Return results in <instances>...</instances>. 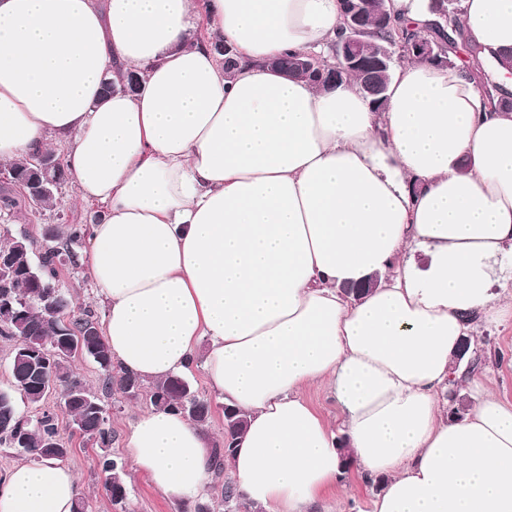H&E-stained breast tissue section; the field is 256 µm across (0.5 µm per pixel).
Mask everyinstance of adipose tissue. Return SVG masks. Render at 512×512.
<instances>
[{"label":"adipose tissue","instance_id":"1","mask_svg":"<svg viewBox=\"0 0 512 512\" xmlns=\"http://www.w3.org/2000/svg\"><path fill=\"white\" fill-rule=\"evenodd\" d=\"M462 20L512 49V0H463ZM340 27L338 0H0V163L65 144L81 200L105 209L84 263L114 362L147 381L202 363L248 416L227 462L247 506L313 512L348 451L384 479L372 512H512V404L455 357L512 319L493 290L512 257V112L443 64L396 68L380 112L354 83L269 67ZM213 38L236 48L232 73ZM120 71L139 93L104 94ZM457 378L458 419L439 399ZM125 446L169 499L206 494L211 440L183 414H140ZM1 481L0 512H73L79 494L59 460ZM304 397L329 420L332 421L336 435L342 436L340 429L339 413L335 400L325 388L310 387L304 390Z\"/></svg>","mask_w":512,"mask_h":512}]
</instances>
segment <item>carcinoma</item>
Returning <instances> with one entry per match:
<instances>
[{"label":"carcinoma","mask_w":512,"mask_h":512,"mask_svg":"<svg viewBox=\"0 0 512 512\" xmlns=\"http://www.w3.org/2000/svg\"><path fill=\"white\" fill-rule=\"evenodd\" d=\"M430 11L435 20L422 29H413L395 18L396 26H372L374 42L392 51L388 68L375 67L351 70L343 79L354 80L366 98L378 110L387 104V90L391 73L397 61L412 59L414 55L398 50L397 43L416 40L437 42L438 52L430 61L456 67L468 79L483 87L487 103L494 109L512 111V92L496 82L476 76L486 73L494 64L512 58V51L502 55L473 43L465 35L461 22V0H430ZM33 155L11 162L5 171L9 184L21 185L36 178ZM60 192L43 194L32 213L52 211L57 206ZM86 224H58L50 228V235L38 244L31 238L24 241L25 249L16 247L20 237L7 227L0 228V252L15 255L18 268L0 275V294L9 296L15 314L0 317V339L15 343L10 372L14 393L28 404L41 407L52 394L60 404L31 417L22 415L13 393L0 391V446L15 449L35 461L64 460L70 453L68 442L59 427V416L67 419L71 434H77L99 448L112 444L114 436L108 425L104 396L119 393L127 399L146 397L158 410H174L186 415L195 424L205 427L212 415L210 401L199 396L184 374L170 375L148 383L139 377L124 373L116 366L112 353L101 335L98 317L89 310L75 311L68 293L59 288L60 258H66L71 267L80 265L78 247L88 236ZM75 358L93 360L102 370L101 392L86 386L71 369ZM248 425L247 414L236 408L224 414L223 445L212 449L211 470L215 477L224 473L225 460ZM101 472L115 478L106 490L112 502L126 499L125 484L118 462L102 454L98 458ZM240 495L231 481L224 482L221 504L234 510Z\"/></svg>","instance_id":"carcinoma-1"}]
</instances>
